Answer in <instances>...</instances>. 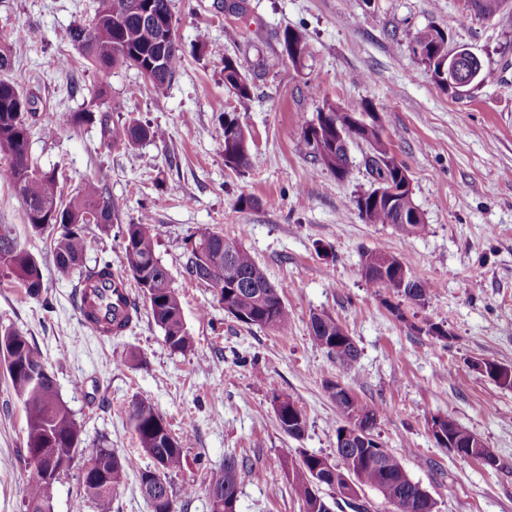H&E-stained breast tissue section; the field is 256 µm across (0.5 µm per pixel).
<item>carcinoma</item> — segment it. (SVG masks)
Masks as SVG:
<instances>
[{
  "label": "carcinoma",
  "instance_id": "1",
  "mask_svg": "<svg viewBox=\"0 0 512 512\" xmlns=\"http://www.w3.org/2000/svg\"><path fill=\"white\" fill-rule=\"evenodd\" d=\"M135 2L130 8H122L117 15L99 19L100 27L92 24L69 29L68 39L77 44L96 70L107 74L114 68L145 70L146 63L160 62L156 76L150 85L157 91L164 89L183 63L184 53L177 37L173 22L172 0H118L120 3ZM151 4L157 17L167 18V24L157 26L144 20L140 13L143 3ZM282 50L294 46L303 51L308 49L305 35L286 28L281 37ZM414 48L423 53V58L448 56L447 38L436 29L423 30L413 38ZM10 57L6 47H0V153L10 157V163L3 170L8 180L22 199L27 221L31 229L42 234L53 232L51 238L55 267L62 278L77 277V287L92 288L97 299H106L101 289L112 287V264L98 262L94 266L83 265L84 255L92 248L93 241L86 237L83 226L89 223L86 215L100 213V223L112 224V205L105 196V187L100 179L86 182L75 194L65 198L59 189V180L53 172H42L29 155L28 118L35 115V109H26L27 104L37 105L34 96L25 94L16 83L5 76L8 69L1 59ZM224 84L235 90L239 102L251 100L252 83L244 64L239 59H224ZM329 114L323 118L317 114L322 137L312 140L307 125L298 141V150L319 168L328 170L345 180L351 174L349 144L366 146L365 156L376 161L368 173L375 183L387 189H400L402 179L398 172H407L406 166L398 161L391 144L384 134L382 125L371 113L354 114L341 110L333 103L324 104ZM74 125L90 123L95 113L89 110L69 115ZM102 132L112 140H118L130 147L145 141L149 128L136 120L120 126H112L105 117H100ZM347 129L346 144L338 142L336 135L329 133L333 124ZM221 138L224 143V162L232 169H246L251 165L246 135L235 116H228L222 125ZM370 191L356 200V208L368 224H390L405 236L419 234L424 229L423 217L419 214L413 196L399 192L392 201L373 200ZM124 264L129 276L149 306L154 323L163 331L165 343L174 351H185L191 346L182 318L180 298L171 286L169 273L156 253L155 228L148 214L125 225L122 230ZM199 240L208 242L210 255L223 262L222 271L232 268V274L223 275L212 286L214 296L220 304L229 308V313L246 326L284 330L288 328L290 313L283 291L273 285L264 270L255 262L242 243L224 236L220 231H206ZM361 263L367 265L366 282L374 288H387L393 294L414 301L413 290L423 289L417 279L411 286L402 287L398 272L406 267L404 260L396 253L379 249L363 254ZM0 266L15 274L16 279L29 295L37 296L43 288L42 272L35 257L12 237L6 227L0 228ZM84 316L96 323L105 320L113 326L116 335L130 324V316L121 314L118 307L107 302L101 307L93 305ZM310 332L319 345L325 348L340 364L347 368L356 365L359 351L342 325L330 315L315 314L310 319ZM0 359L3 360L17 396L23 401L26 413V450L32 454L38 448H46L61 455H68L72 449L81 447V431L73 420L68 408L60 400L55 383L34 379L33 374L42 367L43 359L29 343L26 336L15 329L0 331ZM279 425L293 437H300L306 427V416L296 403L283 397ZM129 424L138 440L140 451L153 462V468L140 474V486L150 512H163L167 505H173L170 512H177L175 494L170 486V474L181 470L186 462L183 441L175 437L160 416L155 406L145 400L132 401ZM432 434L441 447L452 440L457 449L469 458H483L482 439L462 427L454 418L432 419ZM336 452L355 458V470L351 475L360 488L380 492L385 500L401 512H434L435 502L428 492L420 491L418 483L405 471L400 459L381 444L364 448V440L356 437L349 447L336 445ZM322 456L301 452L297 462L291 463L289 476L293 495L309 507L307 512H329V499L322 488L314 484L316 469ZM246 469V460L229 454L224 457L221 469L210 472L207 490L211 512H234L237 508L239 475ZM127 479L126 459L115 456L112 467L106 470L103 481L91 476L83 477L85 492L96 502L98 512H111L112 498L124 486ZM153 487L166 501L154 502L156 496L148 487ZM54 483L48 480L41 468L28 469L26 512H43L42 506L53 500Z\"/></svg>",
  "mask_w": 512,
  "mask_h": 512
}]
</instances>
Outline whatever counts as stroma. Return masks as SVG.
<instances>
[{
  "mask_svg": "<svg viewBox=\"0 0 512 512\" xmlns=\"http://www.w3.org/2000/svg\"><path fill=\"white\" fill-rule=\"evenodd\" d=\"M97 6L0 0L8 76L38 99L29 150L40 169L63 176L64 194L106 177L113 223L85 226L95 242L87 264L105 259L123 273L121 229L149 214L193 347L172 351L145 309L122 336L91 335L74 281L57 275L49 239L32 231L4 180L0 225L36 258L43 288L28 295L0 269V329L20 330L39 350L85 450L105 445L127 459L112 512H149L139 475L153 462L128 424L135 399L151 402L183 440L186 465L172 477L178 512H210L206 475L231 453L248 465L238 512H303L287 464L303 451L335 457L342 417L330 381L360 404L382 406L374 436L430 493L436 512H512V388L471 368L477 359L512 366V0L490 18L475 14L470 0H245L239 16L220 0H173L185 58L159 92L132 69L96 71L65 41L71 26L90 24ZM287 27L308 38L303 68L281 53L278 34ZM429 28L449 48L472 50L494 79L462 97L441 89L412 50L415 34ZM228 57L255 75L247 104L224 85ZM327 101L379 112L408 170L425 222L420 235L360 216L354 200L373 186L362 146H350L345 180L316 170L297 150ZM83 110L115 125L139 120L151 137L134 148L110 142L99 123H70V113ZM228 112L248 135L252 164L241 173L224 163L219 131ZM206 230L240 238L269 280L284 285L287 329L238 323L190 276L192 244ZM379 248L404 258L424 301L366 283L361 255ZM315 314L346 328L359 351L355 368L314 340ZM430 323L443 325L447 339L427 334ZM281 396L306 416L301 437L276 420ZM448 415L484 441L496 466L436 444L431 422ZM25 436V410L0 364V512H25ZM84 463L77 458L57 481L54 512H97L82 484ZM190 485L194 493L185 494Z\"/></svg>",
  "mask_w": 512,
  "mask_h": 512,
  "instance_id": "obj_1",
  "label": "stroma"
}]
</instances>
